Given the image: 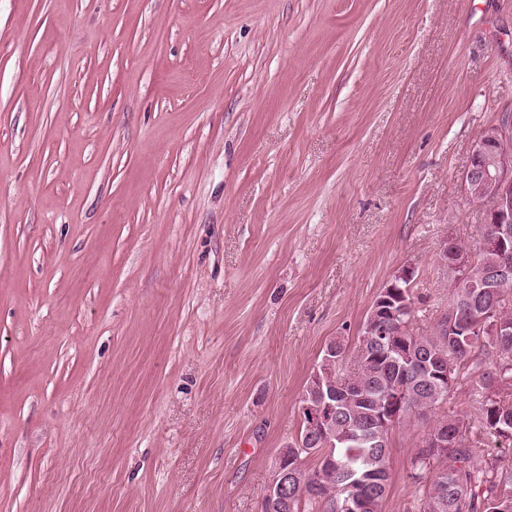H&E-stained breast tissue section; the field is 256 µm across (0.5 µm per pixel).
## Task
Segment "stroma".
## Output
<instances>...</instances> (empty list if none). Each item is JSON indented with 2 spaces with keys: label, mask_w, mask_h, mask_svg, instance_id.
Wrapping results in <instances>:
<instances>
[{
  "label": "stroma",
  "mask_w": 512,
  "mask_h": 512,
  "mask_svg": "<svg viewBox=\"0 0 512 512\" xmlns=\"http://www.w3.org/2000/svg\"><path fill=\"white\" fill-rule=\"evenodd\" d=\"M509 113L512 0H0V512H260L326 344L407 264L447 311Z\"/></svg>",
  "instance_id": "1"
}]
</instances>
